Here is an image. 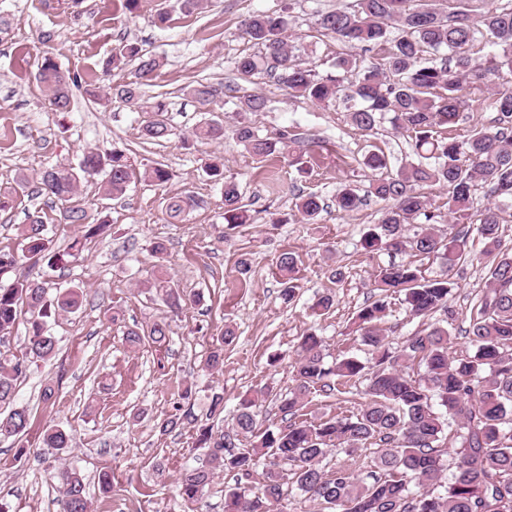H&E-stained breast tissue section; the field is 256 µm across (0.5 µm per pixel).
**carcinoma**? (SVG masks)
Instances as JSON below:
<instances>
[{
	"label": "carcinoma",
	"mask_w": 512,
	"mask_h": 512,
	"mask_svg": "<svg viewBox=\"0 0 512 512\" xmlns=\"http://www.w3.org/2000/svg\"><path fill=\"white\" fill-rule=\"evenodd\" d=\"M288 16L279 12L253 13L241 23V35L259 46L257 54L235 61L238 78L252 82L266 74L292 97L314 104L344 108L351 123L372 134L384 117L397 133L410 139L416 161L394 173L369 181L365 193L385 203L381 217L364 239L367 248L402 252L409 248L423 258L443 256L447 271L433 277L410 263L380 268L375 288L383 298L361 308L355 318L356 333L370 347L372 361L348 354L327 360L324 340L311 330L303 335L295 361L296 385L280 404L282 425L263 429L254 401L241 400L235 425L216 434L198 423L187 388L174 403V412L156 424L162 435L175 430L192 431L195 447L205 450L208 464L188 470L178 483V496L188 510L212 488L216 471L229 470L248 478L270 460L264 481L257 486H236L224 491V512H285L289 499L306 495L333 506L335 512H512V253L501 248V201L512 202V87L500 80L512 76V8L492 7L479 17L464 7V0H355L351 6L317 12L322 36L351 43L380 61L360 66L352 55L338 56L334 71L324 75L306 65L299 49L288 39ZM492 48L480 60L473 48ZM137 62L136 80L118 90L126 104L140 103L142 81L159 69V62L133 44L115 49L104 69ZM35 80L48 93L56 112L68 111L77 75L51 57L38 66ZM485 88L494 95L497 112L493 128L474 125L463 134L452 133L469 108L464 90ZM188 94L202 106L218 97V88L197 82ZM239 114L267 112L271 100L259 92L231 100ZM140 133L154 142L172 135L166 105L150 106V117ZM200 140L224 138V121L213 116L192 131ZM236 138L251 155L267 158L280 154L295 135L283 130L262 136L248 120L239 122ZM362 164L371 170L387 168L380 148L367 151ZM102 176L99 192L109 199L125 194L136 172L124 151L89 150L77 166H57L40 173V192L60 202L67 224L84 229L64 253L53 250L47 225L39 217L17 227L18 252L0 251V274L15 271L27 262L41 261L59 267L67 258H78L88 242L109 230L106 220L92 221L79 193L81 180ZM488 187L494 202L473 212L472 187ZM439 184L448 192V211L424 192ZM224 221L231 227L247 222L241 193L233 181L224 182ZM336 209L354 211L362 204L359 189L343 183L336 190ZM194 205L191 196L172 197L166 205L169 218L179 219ZM303 220L312 223L323 211L313 194L295 197ZM458 228L448 237L442 225ZM475 235L482 244L479 257L489 262L488 291L473 315L466 337L472 355L457 357L451 349L457 339L456 314L450 306L453 283L448 271L463 256L461 243ZM277 269L291 301L297 285V259L282 253ZM153 287L173 311L188 298L160 274ZM403 295L402 304L412 318L440 315L425 333H416L400 348L385 342L380 324L387 315L389 293ZM83 290L73 286L48 296L44 282L32 272L21 273L8 286H0V334L11 333L22 323L26 344L11 359L0 358V440L19 438L31 426L28 407L15 403L16 385L27 366L52 358L58 339L49 329L57 317L76 313ZM169 324L154 322L147 335L162 343ZM138 331L126 333L125 342L138 347ZM235 339L224 329L205 360L209 372L224 366V346ZM363 384L367 397L356 414L316 420L300 417L312 392L330 396L351 380ZM250 438L241 449L240 438ZM72 435L57 425L45 428L42 447L59 454L70 446ZM374 445L381 448L383 474L371 482L347 469L327 474L321 463L335 447L354 453ZM451 456L445 464L444 457ZM450 476H445L446 470ZM57 481L60 512H91L86 484L79 470L62 466L53 473Z\"/></svg>",
	"instance_id": "carcinoma-1"
}]
</instances>
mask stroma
Segmentation results:
<instances>
[{
	"instance_id": "stroma-1",
	"label": "stroma",
	"mask_w": 512,
	"mask_h": 512,
	"mask_svg": "<svg viewBox=\"0 0 512 512\" xmlns=\"http://www.w3.org/2000/svg\"><path fill=\"white\" fill-rule=\"evenodd\" d=\"M349 2L208 0L202 11L187 14L177 0H140L131 17L120 0H0V16L11 20L0 31V198L5 201L0 250H19L17 227L32 215L42 217L56 248H66L79 234V226L64 223L59 208L35 190L43 170L77 165L87 148L124 150L140 173L157 162L171 173L162 185L135 179L114 200L100 197L96 181L81 184L92 216L106 219L112 229L94 240L82 259L46 273L54 287H82L84 299L77 313L50 325L60 340L57 356L31 364L18 382L17 400L29 407L32 426L22 442L0 441V502L9 512L58 510V492L46 479L55 460L39 446L48 425L72 430L74 439L63 457L84 474L92 512H182L177 481L205 457L191 432L163 435L157 424L185 386H195V411L200 419H211L215 430L231 428L245 395L254 398L262 426L275 427L281 423L280 402L294 386L291 364L308 329L318 330L329 357L348 353L368 359L353 319L379 297L376 271L393 261L410 262L412 255L364 249V234L377 223L382 202L371 198L344 214L337 212L333 197L341 182L366 186L369 172L361 161L370 146L384 151L394 171L410 158L409 140L386 122L375 135H363L343 108L291 97L263 76L242 82L234 69L237 57L255 50L238 35L244 18L282 8L307 64L330 71L336 57L353 49L320 36L315 13ZM161 13L167 17L162 24L156 21ZM127 42L160 62L156 77L141 91L143 103H165L173 129L167 141L140 139L138 128L145 117L140 109L116 99L101 105L84 92L88 86L116 88L133 80V67L103 69L113 49ZM46 55L77 74L83 85L71 111H53L34 79L37 63ZM200 80L265 93L272 107L252 116L254 126L269 134L292 130L300 140L277 156H251L236 139V113L219 98L210 112L224 118L223 141H192V129L208 112L186 90ZM216 154L224 158L223 180L240 187L250 223L232 228L224 222L223 181L211 180L203 171ZM302 192L317 193L326 204L317 223H301L295 214V197ZM185 193L194 195L198 205L183 222H171L167 202ZM155 241L166 247L175 286L195 297L175 314L147 288L154 265L149 246ZM286 251L298 257V288L288 303L281 297L276 268ZM242 258L248 270H241ZM337 267L345 273L338 283L331 277ZM451 277L450 304L464 328L485 289V263L466 261ZM327 294L333 296V306L315 314L313 304ZM111 309L119 312V321H107ZM161 319L170 325L166 342L127 349L128 330L143 331ZM227 324L235 327L236 338L224 349V368L205 372L204 361ZM47 382L56 394L46 402L40 392ZM215 392L224 396V412L213 418L209 405ZM364 402L360 389L349 385L329 397L311 394L305 414L349 415ZM103 471L112 475L108 494L97 485Z\"/></svg>"
}]
</instances>
